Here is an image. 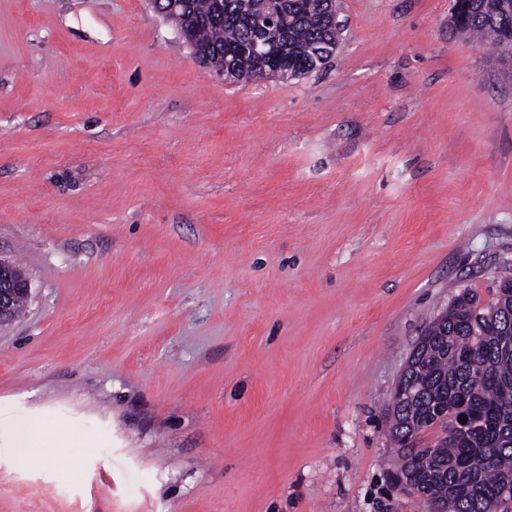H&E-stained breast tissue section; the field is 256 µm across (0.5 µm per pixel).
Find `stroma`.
Here are the masks:
<instances>
[{"label": "stroma", "mask_w": 512, "mask_h": 512, "mask_svg": "<svg viewBox=\"0 0 512 512\" xmlns=\"http://www.w3.org/2000/svg\"><path fill=\"white\" fill-rule=\"evenodd\" d=\"M450 6L337 0L323 68L244 82L149 0H0V512H425L391 395L512 276V74ZM31 282L26 272L17 265L0 259V327L15 319L25 308L31 296ZM26 300V301H25Z\"/></svg>", "instance_id": "35a3bbf8"}]
</instances>
